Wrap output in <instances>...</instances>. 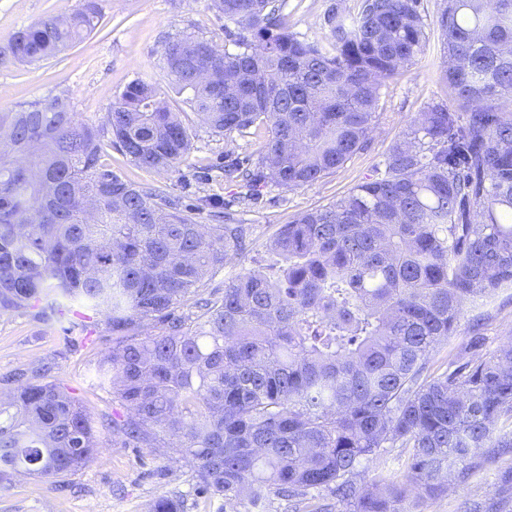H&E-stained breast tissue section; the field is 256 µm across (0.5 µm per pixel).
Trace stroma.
<instances>
[{
	"instance_id": "35a3bbf8",
	"label": "stroma",
	"mask_w": 512,
	"mask_h": 512,
	"mask_svg": "<svg viewBox=\"0 0 512 512\" xmlns=\"http://www.w3.org/2000/svg\"><path fill=\"white\" fill-rule=\"evenodd\" d=\"M80 3L0 0V48H6L18 30L48 15L71 13ZM329 3L288 0L291 30L310 40L320 39ZM101 5L95 30L59 58L34 65L0 58V112L62 92L72 99L80 120L98 126L133 79L164 84L157 52L169 37L192 33L219 45L227 42L224 21L211 11L209 0H102ZM453 100L441 67L440 41L434 38L425 58L385 82L367 149L312 185L291 191L272 187L256 201H238V187L220 178L214 166L226 149L256 150L261 143L257 136L227 140L197 129L187 162L174 174L136 167L113 148L103 161L126 179L166 189L187 204L208 195L234 200L238 219L250 231L251 247L210 280V288L220 289L225 280L247 270L276 272L277 258L266 246L282 224L300 212L336 201L366 181L418 112L429 104ZM479 314L484 317L485 352L512 344V288H505L482 307L464 306L445 354L463 352L470 325ZM111 346L105 314L78 302L63 299L52 311L37 306L0 314V393L13 389V375L48 368L50 377L80 400L99 429L91 461L68 474L64 487L33 477L0 480V512H148L150 503L160 497L179 501L182 512H256L246 499L224 507L219 500L196 494L193 467L186 460H172L171 449L145 448L113 436L111 421L123 418L126 411L96 368ZM419 508L421 512H512V448L469 472L439 498L420 502Z\"/></svg>"
}]
</instances>
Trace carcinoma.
I'll return each instance as SVG.
<instances>
[{
    "mask_svg": "<svg viewBox=\"0 0 512 512\" xmlns=\"http://www.w3.org/2000/svg\"><path fill=\"white\" fill-rule=\"evenodd\" d=\"M229 47L199 35L162 44L181 98L130 81L104 125L66 96L0 112V312L55 291L107 312L100 378L126 416L112 433L171 446L197 491L255 505L273 491L330 496L353 512H410L512 448V345L435 366L462 308L512 288V0H442L444 75L458 107H427L375 175L282 225L276 279L246 271L204 295L248 228L224 203L192 205L101 163L108 148L163 173L188 159L193 114L226 139L265 130L217 168L257 200L318 181L364 150L384 80L426 55L421 0H331L326 34L290 30L286 0H210ZM100 0L14 33L21 64L58 57L95 28ZM213 209L214 224L202 214ZM0 398V479H55L97 448L79 400L39 370ZM407 455V481L359 483L365 462Z\"/></svg>",
    "mask_w": 512,
    "mask_h": 512,
    "instance_id": "carcinoma-1",
    "label": "carcinoma"
}]
</instances>
